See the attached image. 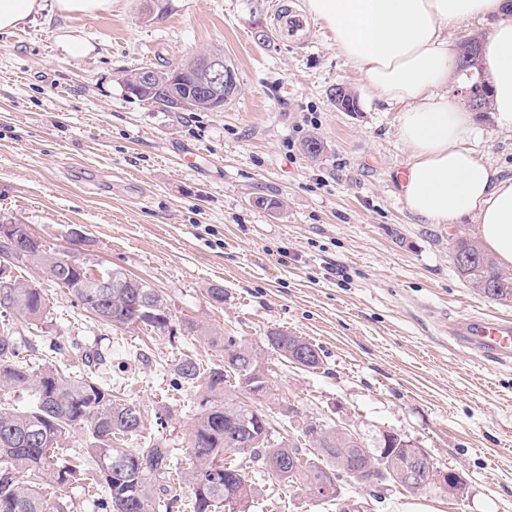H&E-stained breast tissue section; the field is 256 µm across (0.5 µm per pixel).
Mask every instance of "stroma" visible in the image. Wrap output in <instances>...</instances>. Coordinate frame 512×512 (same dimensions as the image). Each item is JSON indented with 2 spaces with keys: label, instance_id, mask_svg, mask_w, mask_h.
Wrapping results in <instances>:
<instances>
[{
  "label": "stroma",
  "instance_id": "obj_1",
  "mask_svg": "<svg viewBox=\"0 0 512 512\" xmlns=\"http://www.w3.org/2000/svg\"><path fill=\"white\" fill-rule=\"evenodd\" d=\"M282 0H112L94 16L40 13L0 31V214L30 225L47 247L73 230L94 268L148 282L174 326L193 322L260 352L276 395L266 410L279 435L300 420L345 428L366 446L392 431L424 448L465 483L456 496L433 485L414 494L385 480L340 488L364 512H512V364L460 348L451 317H512L456 273L453 233L475 236L472 217L427 224L400 195L409 152L401 105L365 86L327 27L309 43L278 37ZM77 39L84 54H66ZM221 50L238 90L217 112H167L127 93L123 79ZM343 85L359 109L329 96ZM479 156L512 176V133L478 112ZM325 146L305 153L309 137ZM193 156L192 165L182 163ZM276 200L277 210L257 205ZM224 290L214 304L207 290ZM48 337L102 353L118 394L139 407L146 432L187 448L196 388L172 390L185 354L206 367L218 345L181 334L100 324L66 289L47 285ZM280 329L318 348L321 368L289 363L268 346ZM245 474L263 512H336L302 482Z\"/></svg>",
  "mask_w": 512,
  "mask_h": 512
}]
</instances>
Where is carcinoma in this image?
Segmentation results:
<instances>
[{
	"mask_svg": "<svg viewBox=\"0 0 512 512\" xmlns=\"http://www.w3.org/2000/svg\"><path fill=\"white\" fill-rule=\"evenodd\" d=\"M478 41L461 47L463 70L478 66ZM184 62L154 70L153 84L135 97L161 103L172 95L171 81ZM452 259L458 274L477 291L493 300L512 298V273L499 268L474 239L461 234L451 239ZM36 266L44 277L64 288L89 314L112 328L144 326L154 332L170 329L172 314L162 295L147 282L115 272L110 288H85V273L69 266L67 255L41 243L12 264L15 269ZM0 287V304H10L13 315L27 326H37L49 307L45 289L36 283L6 277ZM268 345L287 361L307 369L320 367L315 346L301 336L273 330ZM15 331H0V512H70L60 496L47 489L79 484L94 491L102 512H253L255 487L244 474V465L226 459L235 452L257 463L270 458L306 455L295 469L281 474L265 468L280 482L303 481L309 493L323 486L330 491L319 498L328 506L338 503L337 485L348 479L351 457L366 467L379 465L381 449L359 445L345 430L302 423L294 434H275L264 410L243 400L242 395L271 393L270 384L248 390L253 374L265 369L255 349L224 337L223 351L231 363L205 368L184 355L174 366L173 387L201 388L198 410L188 427L189 466L179 449L159 437L144 436L141 411L112 394L110 380L99 372L81 371L64 376L51 365L32 366L21 357ZM55 355L82 352L84 359H99L78 342L45 341ZM75 433L91 438L87 454L93 467L80 459L64 458L67 439ZM139 440L136 448L116 443ZM180 477L192 486V496L173 495V480ZM428 478L409 462L390 479L409 489Z\"/></svg>",
	"mask_w": 512,
	"mask_h": 512,
	"instance_id": "carcinoma-1",
	"label": "carcinoma"
}]
</instances>
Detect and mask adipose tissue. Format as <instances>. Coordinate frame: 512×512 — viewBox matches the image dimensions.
I'll return each instance as SVG.
<instances>
[{
  "label": "adipose tissue",
  "instance_id": "ef3b65f1",
  "mask_svg": "<svg viewBox=\"0 0 512 512\" xmlns=\"http://www.w3.org/2000/svg\"><path fill=\"white\" fill-rule=\"evenodd\" d=\"M111 7L112 0H0V31L44 11L94 15ZM307 8L367 86L403 106L399 134L410 163L400 194L408 210L430 224L473 216L484 249L512 267V176L477 155L473 115L448 97L458 65L448 31L481 18L493 28L482 47L492 108L512 130V0H308Z\"/></svg>",
  "mask_w": 512,
  "mask_h": 512
}]
</instances>
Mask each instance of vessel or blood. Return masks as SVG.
<instances>
[{
    "label": "vessel or blood",
    "mask_w": 512,
    "mask_h": 512,
    "mask_svg": "<svg viewBox=\"0 0 512 512\" xmlns=\"http://www.w3.org/2000/svg\"><path fill=\"white\" fill-rule=\"evenodd\" d=\"M284 17L288 21L285 37L295 44H304L307 40L304 17L291 8L286 9ZM448 334L457 344L481 356L500 362L512 361V318L467 315L450 321Z\"/></svg>",
    "instance_id": "obj_1"
}]
</instances>
